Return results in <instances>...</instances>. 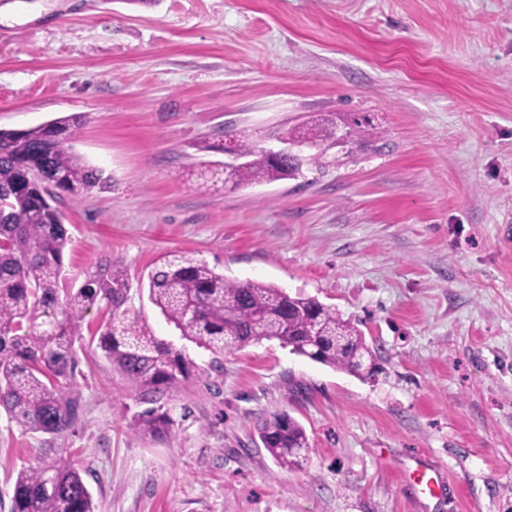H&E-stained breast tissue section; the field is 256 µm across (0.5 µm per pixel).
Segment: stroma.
I'll return each instance as SVG.
<instances>
[{
  "instance_id": "stroma-1",
  "label": "stroma",
  "mask_w": 512,
  "mask_h": 512,
  "mask_svg": "<svg viewBox=\"0 0 512 512\" xmlns=\"http://www.w3.org/2000/svg\"><path fill=\"white\" fill-rule=\"evenodd\" d=\"M76 113L74 150L110 186L57 202L62 285L122 268L126 318L190 370L151 439L135 386L83 345L75 429L0 409V512L47 446L96 512H512V0H0V129ZM323 119L341 140L299 148L294 176L200 186L222 136ZM171 252L335 308L378 374L182 339L148 297ZM276 413L307 432L299 467L258 438Z\"/></svg>"
}]
</instances>
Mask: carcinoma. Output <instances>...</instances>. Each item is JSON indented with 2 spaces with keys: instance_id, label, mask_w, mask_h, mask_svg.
Wrapping results in <instances>:
<instances>
[{
  "instance_id": "cac0c4a2",
  "label": "carcinoma",
  "mask_w": 512,
  "mask_h": 512,
  "mask_svg": "<svg viewBox=\"0 0 512 512\" xmlns=\"http://www.w3.org/2000/svg\"><path fill=\"white\" fill-rule=\"evenodd\" d=\"M83 123L84 116L74 114L29 129H0V408L26 429L57 435L75 428V343L82 340L84 312L105 307L109 318L92 336L148 404L130 426L155 438L174 424L161 401L187 374L186 357L120 312L129 291L121 268L104 263L78 289L59 287L70 237L51 201L107 184L101 171L73 151ZM335 136L336 128L323 121L290 139L320 145ZM235 140L247 157L232 175L235 185L286 179L299 169L294 156L274 161L245 136ZM148 286L151 302L181 338L214 354L277 340L323 365L373 375L364 360L374 355L360 330L314 297L228 280L205 261L174 253L151 272ZM257 431L284 467L299 464L310 451L305 428L286 413L273 415ZM12 512H95V506L80 470L61 449L49 447L36 465L17 473Z\"/></svg>"
}]
</instances>
